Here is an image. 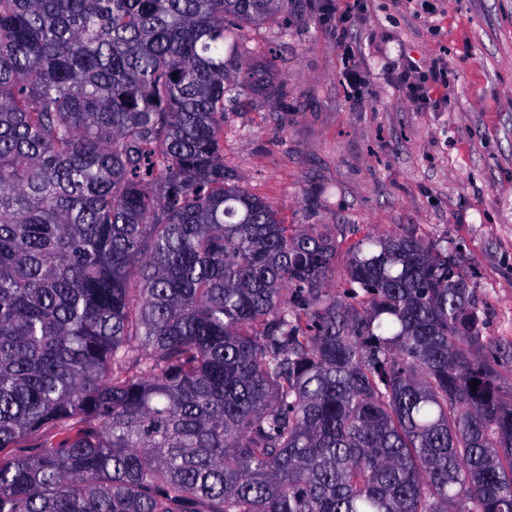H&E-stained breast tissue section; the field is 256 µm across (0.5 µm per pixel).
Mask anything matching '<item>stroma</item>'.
<instances>
[{
  "mask_svg": "<svg viewBox=\"0 0 512 512\" xmlns=\"http://www.w3.org/2000/svg\"><path fill=\"white\" fill-rule=\"evenodd\" d=\"M331 0H296L287 34L238 47L274 95L241 91L224 161L286 224L352 243L365 232L447 239L485 307L484 337L512 342V0H366L346 38ZM353 47L367 83L343 81ZM448 68L449 104L414 106L407 62Z\"/></svg>",
  "mask_w": 512,
  "mask_h": 512,
  "instance_id": "obj_1",
  "label": "stroma"
}]
</instances>
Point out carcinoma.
<instances>
[{
    "label": "carcinoma",
    "instance_id": "obj_1",
    "mask_svg": "<svg viewBox=\"0 0 512 512\" xmlns=\"http://www.w3.org/2000/svg\"><path fill=\"white\" fill-rule=\"evenodd\" d=\"M291 8L0 0V512H512L461 261L368 231L331 288L224 164L235 38Z\"/></svg>",
    "mask_w": 512,
    "mask_h": 512
}]
</instances>
